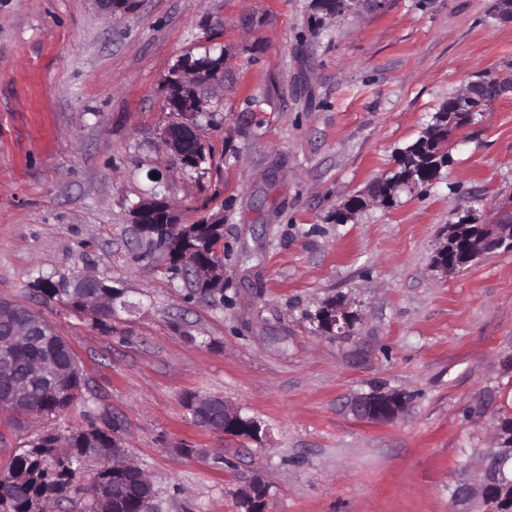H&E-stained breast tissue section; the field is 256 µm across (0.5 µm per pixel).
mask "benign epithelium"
<instances>
[{"label":"benign epithelium","mask_w":512,"mask_h":512,"mask_svg":"<svg viewBox=\"0 0 512 512\" xmlns=\"http://www.w3.org/2000/svg\"><path fill=\"white\" fill-rule=\"evenodd\" d=\"M100 9L109 17L126 15L132 12L137 0H96ZM177 74H167L164 79V111L166 120L158 132L160 146L172 160H177L189 167L199 162L204 140L198 133V108L202 101L208 99L210 82L201 79L199 67L187 59H179L174 65ZM483 84L472 82L457 94L458 105L462 108L480 98ZM162 224L172 225V229H184L185 222L180 210L168 197L158 193L148 199L140 200L132 208L131 226L137 239L152 237L157 234V227ZM505 248L507 244L499 239L487 237L483 242L467 249L468 262L479 259L491 251L495 244ZM99 278L92 273L66 277L57 283L59 288H93ZM330 331L333 336L349 333L347 313L341 308L332 310L329 316ZM189 404L204 413L219 410L220 415L208 424V430L217 435H232L245 432L249 437H256L260 424L241 415L240 411L219 396L194 393ZM346 407L354 416L378 423L393 420L406 407V401L398 398L396 393L376 390L351 399ZM512 482V448H492L483 458L479 474L466 478L459 485V490L452 498L456 512H470V506L483 499L496 487ZM266 487L260 481H254L241 494V501L252 506L254 512L265 509Z\"/></svg>","instance_id":"obj_1"}]
</instances>
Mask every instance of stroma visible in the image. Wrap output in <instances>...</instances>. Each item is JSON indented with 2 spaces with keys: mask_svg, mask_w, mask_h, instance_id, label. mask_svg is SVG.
<instances>
[{
  "mask_svg": "<svg viewBox=\"0 0 512 512\" xmlns=\"http://www.w3.org/2000/svg\"><path fill=\"white\" fill-rule=\"evenodd\" d=\"M499 3L359 0L320 23L315 0H138L119 20L94 0H0V300L51 323L85 380L57 417L18 429L0 411V470L38 434L109 417L158 512H240L257 478L268 512H453L455 479L512 415V251L445 277L432 258L466 210L488 222L512 205V91L452 135L428 185L342 224L336 212L449 96L512 74ZM208 52L225 55L201 130L214 157L190 173L158 149L163 80ZM154 168L185 221L223 213V305L139 259L130 211ZM83 272L133 301L111 328L33 286ZM332 299L351 335L310 319ZM375 390L411 400L384 424L347 412ZM193 392L262 434L193 424Z\"/></svg>",
  "mask_w": 512,
  "mask_h": 512,
  "instance_id": "obj_1",
  "label": "stroma"
}]
</instances>
